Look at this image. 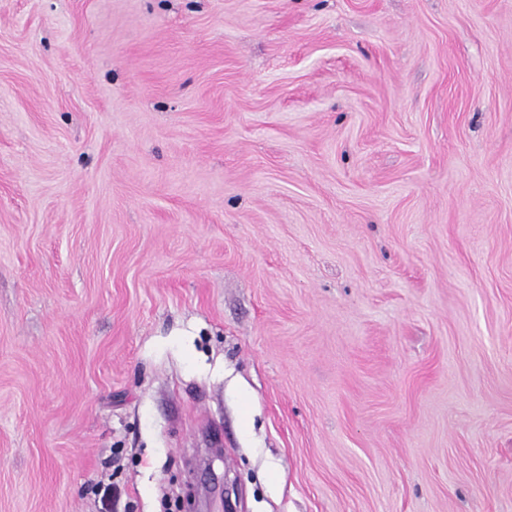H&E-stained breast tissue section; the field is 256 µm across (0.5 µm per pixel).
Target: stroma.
<instances>
[{"instance_id":"35a3bbf8","label":"stroma","mask_w":512,"mask_h":512,"mask_svg":"<svg viewBox=\"0 0 512 512\" xmlns=\"http://www.w3.org/2000/svg\"><path fill=\"white\" fill-rule=\"evenodd\" d=\"M512 512V0H0V512Z\"/></svg>"}]
</instances>
